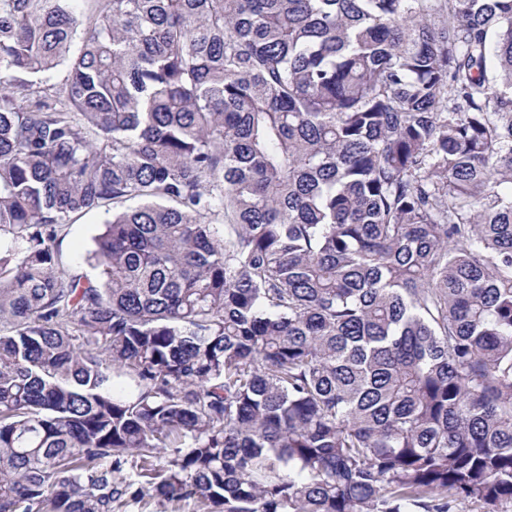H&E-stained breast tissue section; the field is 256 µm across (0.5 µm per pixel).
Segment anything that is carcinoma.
<instances>
[{
  "label": "carcinoma",
  "mask_w": 512,
  "mask_h": 512,
  "mask_svg": "<svg viewBox=\"0 0 512 512\" xmlns=\"http://www.w3.org/2000/svg\"><path fill=\"white\" fill-rule=\"evenodd\" d=\"M70 2L0 0V512L512 504V0ZM105 208L87 213L62 228L57 238V251L62 264L78 274L93 278L96 270L82 256L94 249V238L99 235L107 219L111 217ZM123 512H194V505L192 503H180V504H165L164 506L158 504L157 500L145 497L142 502L134 503L130 502L129 505L124 508Z\"/></svg>",
  "instance_id": "obj_1"
}]
</instances>
